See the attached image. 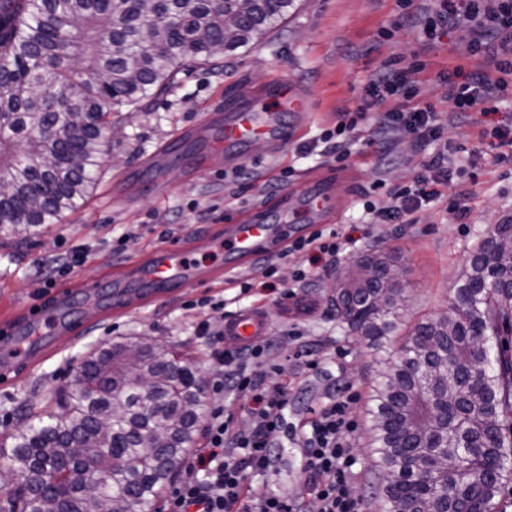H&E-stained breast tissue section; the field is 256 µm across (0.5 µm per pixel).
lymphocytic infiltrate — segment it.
<instances>
[{"instance_id": "f902f5d3", "label": "lymphocytic infiltrate", "mask_w": 512, "mask_h": 512, "mask_svg": "<svg viewBox=\"0 0 512 512\" xmlns=\"http://www.w3.org/2000/svg\"><path fill=\"white\" fill-rule=\"evenodd\" d=\"M403 16L418 29L422 42L439 38L455 21L469 27L467 53L481 57L484 68L472 75L454 68L445 76L443 98L453 122L472 123L473 113L486 122L481 137L506 140L504 129L491 122L500 112L512 87V0H399ZM377 105L380 133L404 126L413 133L439 138L436 105L410 83L394 63L376 72L368 86ZM359 113H344L334 128L323 130L313 140L323 157L345 161L358 139ZM450 178L441 155L424 165L414 185L390 191L391 202L377 206L364 203L372 224H415L424 206L448 200ZM271 345L260 340L234 352H216L219 379L208 403L204 442L186 465L185 477L176 485L167 512H301L288 497L248 486L247 476L270 470L277 459L274 436L283 426L288 407L287 390L270 391L258 370ZM232 391L242 396L251 419L249 430H239L233 415L224 411L222 395ZM354 424L347 401L336 398L323 403L306 429L296 435L305 472L313 474L311 489L315 512H362V499L352 494L355 465L348 448Z\"/></svg>"}]
</instances>
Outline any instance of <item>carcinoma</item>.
Segmentation results:
<instances>
[{"instance_id": "carcinoma-1", "label": "carcinoma", "mask_w": 512, "mask_h": 512, "mask_svg": "<svg viewBox=\"0 0 512 512\" xmlns=\"http://www.w3.org/2000/svg\"><path fill=\"white\" fill-rule=\"evenodd\" d=\"M294 0H0V230L81 209L107 155L112 111L216 66L288 17ZM398 258L336 275V316L375 351L368 400L383 512H496L512 480V222L456 277L444 310L387 348L404 301ZM205 384L148 337L90 353L81 388L0 448L21 479L0 512H155L183 471Z\"/></svg>"}]
</instances>
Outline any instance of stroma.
I'll list each match as a JSON object with an SVG mask.
<instances>
[{"mask_svg": "<svg viewBox=\"0 0 512 512\" xmlns=\"http://www.w3.org/2000/svg\"><path fill=\"white\" fill-rule=\"evenodd\" d=\"M385 29L392 30V38L382 37ZM417 37L397 0H295L285 21L250 47L225 56L223 67L187 66L162 93L113 113L109 160L86 205L62 223L30 235L0 234V314L39 302L43 276L55 259L80 250L83 261L56 275L55 283L72 285L68 320L85 325L78 334L50 337L49 348L36 349L32 371L13 386H0V441L24 427L31 415L52 409L60 392L76 386L86 354L116 341L151 337L161 348L183 355L206 382H213L217 345L212 337L198 335V324L223 329L227 313L259 303L272 315L266 339L273 346V359L288 373L289 425L308 419L309 408L329 398L350 399L356 423L351 452L361 472L354 490L363 496L365 512H381L373 495L378 475L366 414L376 363L332 310L329 297L336 274L375 249L400 255L407 301L389 344L394 350L415 320L446 309L456 274L477 242L503 218L512 217V162L496 160L498 153L512 152V147L480 138L479 126L449 122L448 105L440 100L444 87L439 74L458 65L479 70V59L465 54V34L459 28H450L424 51ZM394 59L437 100V118L445 126L438 146L416 142L401 128L391 129L383 140L374 139L378 112L364 88L372 74ZM279 83L298 89L312 107V116L292 112L285 118L288 125H301L298 141L264 158L240 150L230 165L210 157L196 167L173 165L157 174L140 169L145 156L182 127L220 111L236 93H261ZM360 107L365 110L364 134L346 161L339 164L306 151L321 130ZM437 149L448 155L455 173L452 191L461 195L466 213L440 204L422 212L416 224L363 223L365 198L386 204L389 189L412 185ZM288 167L294 170L289 183L268 192L267 182ZM135 169L141 172L142 189L121 190L118 178ZM251 169L257 172L256 180L235 181V174ZM337 169L353 175L355 189L335 229L342 238L356 235L357 242L344 246L316 280L295 284L296 273L311 266L309 255L296 252L278 261L272 276L257 261L211 285L192 283L137 308L114 311L109 299L114 271L152 249L189 244L215 231L225 211L262 203L270 216H278L284 195L299 192L310 175ZM155 180L168 184V195L153 193L150 184ZM378 181L383 184L379 190L374 187ZM210 205L217 208L214 218L201 220L200 210ZM243 281L259 286L260 296H240ZM284 287L295 288L297 301L307 305L304 313L284 317L277 302V292ZM222 298L227 301L223 308L217 305ZM289 438L288 430L277 434V467L249 475L248 481L306 502L312 478L301 469Z\"/></svg>", "mask_w": 512, "mask_h": 512, "instance_id": "1", "label": "stroma"}]
</instances>
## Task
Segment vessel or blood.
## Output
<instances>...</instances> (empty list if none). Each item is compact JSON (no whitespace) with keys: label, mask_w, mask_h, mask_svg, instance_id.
<instances>
[{"label":"vessel or blood","mask_w":512,"mask_h":512,"mask_svg":"<svg viewBox=\"0 0 512 512\" xmlns=\"http://www.w3.org/2000/svg\"><path fill=\"white\" fill-rule=\"evenodd\" d=\"M277 111H264L261 103L238 101L224 112L212 114L210 124L219 127V134L206 133L201 125L184 128L167 147L146 157L143 167L158 170L170 160L193 162L199 155L220 156L231 160L236 149L253 148L256 155L273 153L297 139L301 131L288 127L279 119L280 111L302 112L305 100L285 85L273 86L267 94ZM349 192H337L322 177L313 175L305 182V191L282 213V221L270 223L265 207L259 206L247 214H235L224 225L219 238L201 240V248L223 250L231 267L249 264L269 255L288 241V231L296 224H309L342 213L349 203ZM214 272L196 264L181 248L158 250L148 260L126 270L116 281L114 305L122 309L132 301L147 296H164L197 280L214 279ZM69 292L61 287L51 299L26 309L22 320L0 324V383L10 385L19 369L30 368L31 346L48 336L61 335V313ZM270 324L268 311L247 307L224 320V341L230 345H248L262 338Z\"/></svg>","instance_id":"1"}]
</instances>
